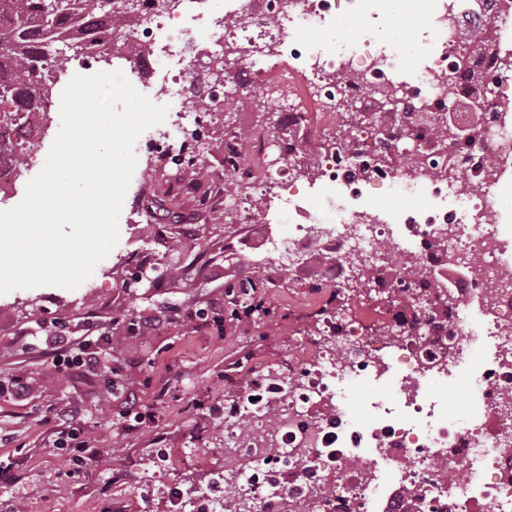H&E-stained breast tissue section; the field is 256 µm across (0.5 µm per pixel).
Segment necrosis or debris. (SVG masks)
<instances>
[{
	"mask_svg": "<svg viewBox=\"0 0 512 512\" xmlns=\"http://www.w3.org/2000/svg\"><path fill=\"white\" fill-rule=\"evenodd\" d=\"M112 0L114 13L132 24L115 29L105 51L135 67L139 56L156 65L183 61L178 74L149 88L152 97L180 98L186 83L201 79V105L156 125L153 152L180 150L188 127L220 122L226 108L252 97H274L269 122L283 127L285 114L312 116L313 137L324 143L336 130L342 100L357 105L375 135L357 146L319 158L321 182L340 188L352 206L329 205L292 224L291 204L303 180L296 162L300 144L288 135L224 136L221 177L241 185L225 196V212L244 224H291L267 250L289 268L306 265L312 247L332 246L326 277L339 295L360 265L382 267L388 251L413 259L426 271H401L376 284L380 319L388 336L365 333L344 311L326 319L330 342L303 345L288 375L259 376L246 389L224 393V476L242 487L244 512H512V210L504 201L512 186V0H417L426 21L413 49L368 37L313 45L307 33L359 13L364 0ZM494 37L493 64L481 65L479 89L459 88L469 101L484 100L482 118L453 120L448 113V73L462 52L479 58L484 32ZM247 69L249 83L235 75ZM391 94L383 109L365 85ZM455 138L435 139L438 127ZM403 149L412 166L386 163ZM283 154L269 166L271 153ZM466 173L469 193L457 191ZM276 185L275 209L251 200ZM396 198L377 217L358 205L374 192ZM435 207L414 206L415 197ZM490 355L472 364L474 344ZM436 377L457 381L472 409L449 418L431 400ZM386 384L388 401L370 404L371 419L349 415L350 387ZM279 411L271 436L275 450L244 437L238 422H262Z\"/></svg>",
	"mask_w": 512,
	"mask_h": 512,
	"instance_id": "obj_1",
	"label": "necrosis or debris"
}]
</instances>
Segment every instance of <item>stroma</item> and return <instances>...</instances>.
<instances>
[{"mask_svg": "<svg viewBox=\"0 0 512 512\" xmlns=\"http://www.w3.org/2000/svg\"><path fill=\"white\" fill-rule=\"evenodd\" d=\"M401 0L373 27L368 16H350L316 33V42L360 37L415 40L424 26L402 23ZM210 153L198 172L178 173L170 158L149 149L137 155L121 217L120 236L84 286L16 289L0 295V512H175L169 485L191 492H223L224 414L217 393L229 374L240 386L259 369L287 371L300 341L310 339L311 316L326 303L309 287L330 260L312 249L303 271L291 272L267 251L273 224H240L225 216L230 189L210 173L224 157V128L206 129ZM150 208L154 224L129 221ZM261 277L274 315L241 331L225 302L229 284ZM94 300H87L86 291ZM95 321L109 342L98 367L76 375L58 372L45 348L54 322L68 336L84 335ZM122 370L123 393H108L109 368ZM23 378L27 395L16 400L5 387ZM152 417L139 433L124 430L125 397ZM73 410L74 426L98 453L78 467L52 447V419Z\"/></svg>", "mask_w": 512, "mask_h": 512, "instance_id": "35a3bbf8", "label": "stroma"}]
</instances>
